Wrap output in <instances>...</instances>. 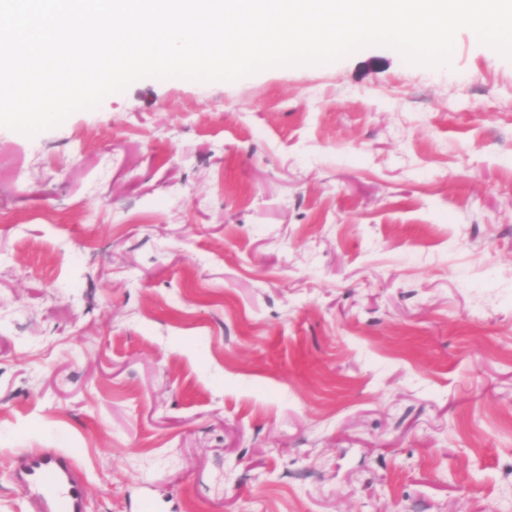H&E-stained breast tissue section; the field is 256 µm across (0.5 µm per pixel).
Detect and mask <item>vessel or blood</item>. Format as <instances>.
<instances>
[{"label":"vessel or blood","instance_id":"obj_1","mask_svg":"<svg viewBox=\"0 0 512 512\" xmlns=\"http://www.w3.org/2000/svg\"><path fill=\"white\" fill-rule=\"evenodd\" d=\"M19 484L36 512H83L85 489L63 455L55 452L31 455Z\"/></svg>","mask_w":512,"mask_h":512}]
</instances>
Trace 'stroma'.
<instances>
[{
  "mask_svg": "<svg viewBox=\"0 0 512 512\" xmlns=\"http://www.w3.org/2000/svg\"><path fill=\"white\" fill-rule=\"evenodd\" d=\"M512 512V58L368 46L0 127V512ZM23 495L40 512H82L85 489L69 460L55 452L31 455L20 476Z\"/></svg>",
  "mask_w": 512,
  "mask_h": 512,
  "instance_id": "35a3bbf8",
  "label": "stroma"
}]
</instances>
